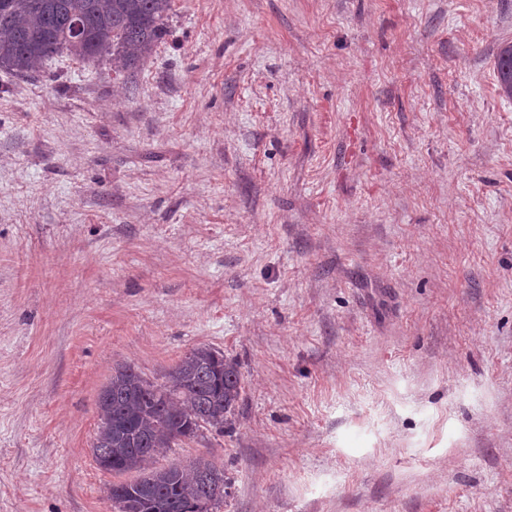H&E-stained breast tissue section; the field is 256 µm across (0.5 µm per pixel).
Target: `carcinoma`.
Wrapping results in <instances>:
<instances>
[{"label": "carcinoma", "mask_w": 512, "mask_h": 512, "mask_svg": "<svg viewBox=\"0 0 512 512\" xmlns=\"http://www.w3.org/2000/svg\"><path fill=\"white\" fill-rule=\"evenodd\" d=\"M171 9L172 0H0V70L22 75L64 51L110 55L121 69H135L162 39ZM495 68L501 95L512 99V42L499 46ZM240 391L238 363L209 346L193 349L159 385L130 365L117 367L98 397L93 453L102 471L138 476L104 484L113 512H219L228 483L212 459L155 463L177 441L224 433Z\"/></svg>", "instance_id": "cac0c4a2"}]
</instances>
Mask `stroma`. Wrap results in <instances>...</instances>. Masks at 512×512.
Here are the masks:
<instances>
[{
	"mask_svg": "<svg viewBox=\"0 0 512 512\" xmlns=\"http://www.w3.org/2000/svg\"><path fill=\"white\" fill-rule=\"evenodd\" d=\"M512 0H173L0 71V512H111L119 364L242 373L221 512H512ZM496 79L502 96L512 99V42L502 43L496 54Z\"/></svg>",
	"mask_w": 512,
	"mask_h": 512,
	"instance_id": "stroma-1",
	"label": "stroma"
}]
</instances>
